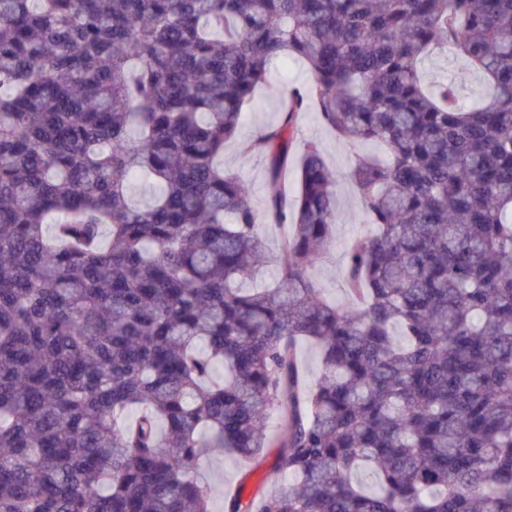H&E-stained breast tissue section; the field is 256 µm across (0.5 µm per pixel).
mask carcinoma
I'll return each mask as SVG.
<instances>
[{
  "label": "carcinoma",
  "mask_w": 512,
  "mask_h": 512,
  "mask_svg": "<svg viewBox=\"0 0 512 512\" xmlns=\"http://www.w3.org/2000/svg\"><path fill=\"white\" fill-rule=\"evenodd\" d=\"M434 52L490 93L427 88ZM285 57L311 79L243 147L287 230L247 290L261 216L224 145ZM311 105L387 152L351 159L346 304L313 276L317 142L288 196ZM270 442L292 487L225 512H512V0H0V512H212L204 450ZM297 359L302 365L309 383L313 382L321 368L318 349L309 343H301L297 349Z\"/></svg>",
  "instance_id": "carcinoma-1"
}]
</instances>
